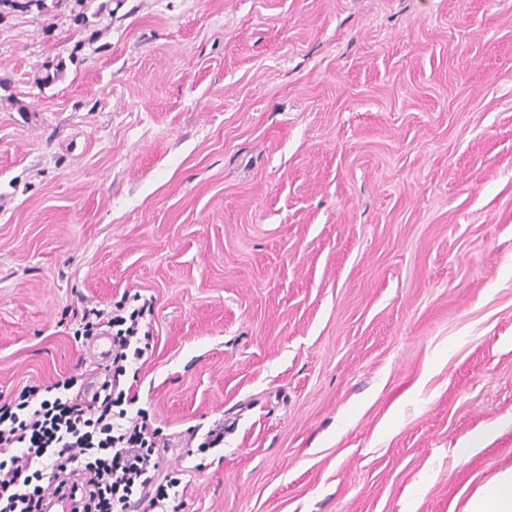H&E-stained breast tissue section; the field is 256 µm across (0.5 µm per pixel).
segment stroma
Returning a JSON list of instances; mask_svg holds the SVG:
<instances>
[{"mask_svg": "<svg viewBox=\"0 0 512 512\" xmlns=\"http://www.w3.org/2000/svg\"><path fill=\"white\" fill-rule=\"evenodd\" d=\"M135 292L176 512H463L512 467V0L1 5L0 402Z\"/></svg>", "mask_w": 512, "mask_h": 512, "instance_id": "stroma-1", "label": "stroma"}]
</instances>
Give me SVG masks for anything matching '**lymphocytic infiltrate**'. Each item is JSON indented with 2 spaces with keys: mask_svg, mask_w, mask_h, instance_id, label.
<instances>
[{
  "mask_svg": "<svg viewBox=\"0 0 512 512\" xmlns=\"http://www.w3.org/2000/svg\"><path fill=\"white\" fill-rule=\"evenodd\" d=\"M150 299L73 310V334L112 338V357L95 366L99 391L85 396L78 376L26 384L0 404V512H52L64 489L81 495V512H161L185 467L165 461L166 441L128 384L142 359Z\"/></svg>",
  "mask_w": 512,
  "mask_h": 512,
  "instance_id": "obj_1",
  "label": "lymphocytic infiltrate"
}]
</instances>
